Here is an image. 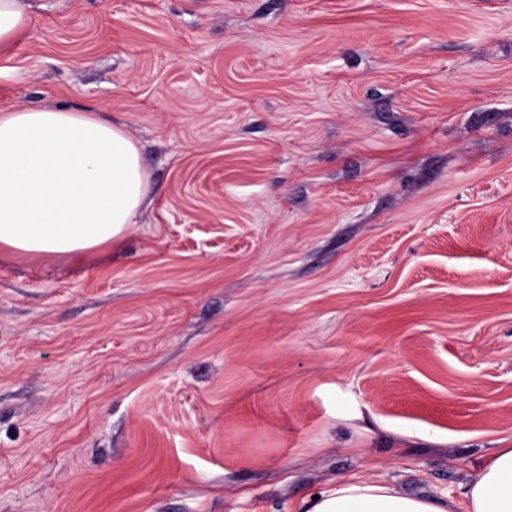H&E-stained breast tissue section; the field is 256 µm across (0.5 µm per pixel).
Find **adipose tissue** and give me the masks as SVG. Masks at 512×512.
I'll use <instances>...</instances> for the list:
<instances>
[{
	"mask_svg": "<svg viewBox=\"0 0 512 512\" xmlns=\"http://www.w3.org/2000/svg\"><path fill=\"white\" fill-rule=\"evenodd\" d=\"M150 194L124 124L97 112L21 108L0 114V259L66 260L119 244ZM460 504L344 482L306 512H512V448H500Z\"/></svg>",
	"mask_w": 512,
	"mask_h": 512,
	"instance_id": "adipose-tissue-1",
	"label": "adipose tissue"
}]
</instances>
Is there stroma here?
Listing matches in <instances>:
<instances>
[{"instance_id": "obj_1", "label": "stroma", "mask_w": 512, "mask_h": 512, "mask_svg": "<svg viewBox=\"0 0 512 512\" xmlns=\"http://www.w3.org/2000/svg\"><path fill=\"white\" fill-rule=\"evenodd\" d=\"M0 112L123 123L112 250L0 263V512L460 500L512 447V0H21Z\"/></svg>"}]
</instances>
